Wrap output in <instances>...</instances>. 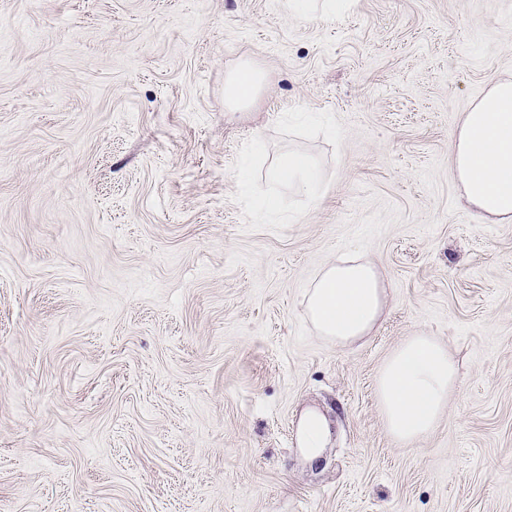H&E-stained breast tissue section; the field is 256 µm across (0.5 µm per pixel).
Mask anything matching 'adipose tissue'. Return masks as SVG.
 <instances>
[{
    "instance_id": "adipose-tissue-1",
    "label": "adipose tissue",
    "mask_w": 512,
    "mask_h": 512,
    "mask_svg": "<svg viewBox=\"0 0 512 512\" xmlns=\"http://www.w3.org/2000/svg\"><path fill=\"white\" fill-rule=\"evenodd\" d=\"M450 172L463 203L484 222H512V81L492 84L467 113L451 145ZM273 181L314 196L316 161L291 153L273 168ZM387 302L384 277L359 257L328 265L309 288L306 314L323 338L346 347L371 336ZM457 381L447 347L422 329L396 347L382 365L376 393L386 428L400 447L427 437L444 414Z\"/></svg>"
}]
</instances>
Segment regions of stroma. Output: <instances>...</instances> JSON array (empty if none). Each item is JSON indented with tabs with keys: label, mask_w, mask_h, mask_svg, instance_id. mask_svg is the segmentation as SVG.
Instances as JSON below:
<instances>
[{
	"label": "stroma",
	"mask_w": 512,
	"mask_h": 512,
	"mask_svg": "<svg viewBox=\"0 0 512 512\" xmlns=\"http://www.w3.org/2000/svg\"><path fill=\"white\" fill-rule=\"evenodd\" d=\"M311 3L0 0V512H512V222L449 174L512 0ZM291 151L316 199L269 181ZM350 256L388 298L340 347L306 294ZM419 328L458 382L401 450L376 378ZM260 75L255 77L248 71L237 72L231 76L225 88V102L234 105L238 101L248 98L255 86L260 83ZM325 435V424L320 417L313 415L304 420L302 441L308 455L317 454Z\"/></svg>",
	"instance_id": "35a3bbf8"
}]
</instances>
